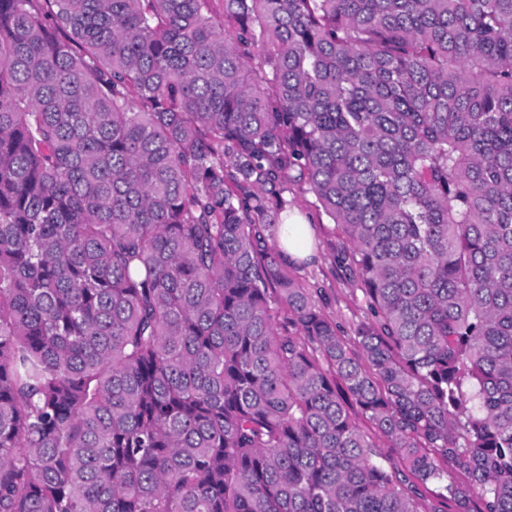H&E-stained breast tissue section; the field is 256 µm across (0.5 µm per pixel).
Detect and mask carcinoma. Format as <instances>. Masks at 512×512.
Instances as JSON below:
<instances>
[{
	"label": "carcinoma",
	"instance_id": "carcinoma-1",
	"mask_svg": "<svg viewBox=\"0 0 512 512\" xmlns=\"http://www.w3.org/2000/svg\"><path fill=\"white\" fill-rule=\"evenodd\" d=\"M0 512H512V0H0ZM288 195L309 224L301 217L293 218L296 222L288 225V237L279 226L275 230V240L288 261L310 260L293 266L295 276L307 288L323 290L324 312L341 326L346 336H351L354 326L367 317V310L361 286L336 269L333 255L335 245L341 244L340 231L322 210L316 208L312 193L296 190Z\"/></svg>",
	"mask_w": 512,
	"mask_h": 512
}]
</instances>
